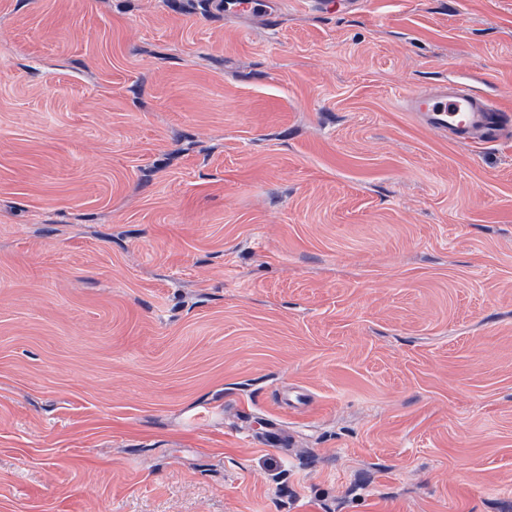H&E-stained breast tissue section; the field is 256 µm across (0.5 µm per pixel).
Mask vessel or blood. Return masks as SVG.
Listing matches in <instances>:
<instances>
[{
    "label": "vessel or blood",
    "instance_id": "obj_1",
    "mask_svg": "<svg viewBox=\"0 0 512 512\" xmlns=\"http://www.w3.org/2000/svg\"><path fill=\"white\" fill-rule=\"evenodd\" d=\"M279 5L280 0H219L224 16L269 21L276 19ZM405 104L430 129L464 143H493L512 130L511 111L481 101L460 87H418L407 94Z\"/></svg>",
    "mask_w": 512,
    "mask_h": 512
}]
</instances>
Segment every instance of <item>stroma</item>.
<instances>
[{
    "instance_id": "35a3bbf8",
    "label": "stroma",
    "mask_w": 512,
    "mask_h": 512,
    "mask_svg": "<svg viewBox=\"0 0 512 512\" xmlns=\"http://www.w3.org/2000/svg\"><path fill=\"white\" fill-rule=\"evenodd\" d=\"M426 84L512 109V0H0V512H512V138ZM241 0H220V11L227 17H261L274 21L279 13V0H250L246 3ZM409 112H418L430 129L464 143L497 142L512 129L510 111L473 97L460 87H417L404 98Z\"/></svg>"
}]
</instances>
